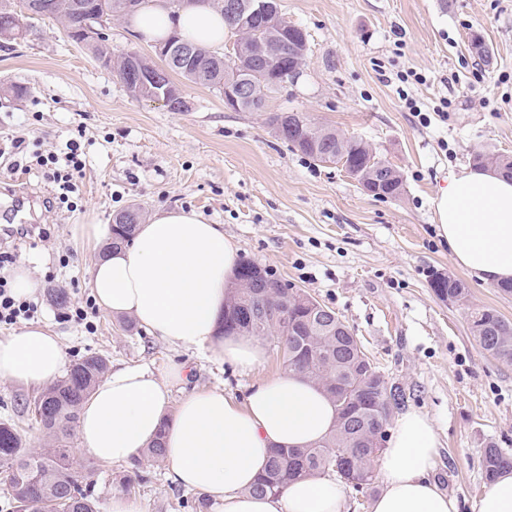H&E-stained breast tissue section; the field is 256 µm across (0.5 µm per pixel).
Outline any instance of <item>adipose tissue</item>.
<instances>
[{
  "mask_svg": "<svg viewBox=\"0 0 512 512\" xmlns=\"http://www.w3.org/2000/svg\"><path fill=\"white\" fill-rule=\"evenodd\" d=\"M130 23L149 42L175 30L216 46L227 33L223 15L205 0L175 14L163 0H143ZM433 207L438 234L458 266L486 284L512 280V180L462 169L438 188ZM78 235L97 255L88 286L103 310L132 317L182 348L209 346L243 372L263 363L258 340L220 333L239 249L218 225L175 209L137 225L116 248L109 245L110 225L84 224ZM65 368L57 339L43 329L0 338V380L41 389ZM183 381L179 366L162 378L143 367L112 371L80 410L83 451L102 462H126L160 433L175 482L211 495L221 512H345V485L320 475L289 481L275 496L251 492L273 449L306 448L332 431L335 408L320 385L285 369L253 384L244 401L216 388L190 392L169 410L171 389ZM436 456L427 417L404 414L376 461L383 490L372 512H458L457 500L431 478Z\"/></svg>",
  "mask_w": 512,
  "mask_h": 512,
  "instance_id": "adipose-tissue-1",
  "label": "adipose tissue"
}]
</instances>
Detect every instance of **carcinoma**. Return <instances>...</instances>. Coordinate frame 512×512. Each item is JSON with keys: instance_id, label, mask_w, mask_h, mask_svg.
<instances>
[{"instance_id": "cac0c4a2", "label": "carcinoma", "mask_w": 512, "mask_h": 512, "mask_svg": "<svg viewBox=\"0 0 512 512\" xmlns=\"http://www.w3.org/2000/svg\"><path fill=\"white\" fill-rule=\"evenodd\" d=\"M125 0H52L53 20L57 21L69 39L78 15L77 6H89L106 17L107 23L129 15L125 11ZM23 25L13 39H1L0 48L9 49L18 40L27 39V32L36 30L34 17H22ZM176 42L195 52L194 58L172 72L196 85L224 89V82L243 80L250 86L252 99L243 103L241 110L261 111V100L276 91L272 82L261 77L266 72L281 69V63L293 67L294 59L284 54L261 64L247 54L220 56L213 51L187 43L181 38ZM85 46L97 58H107L120 81L127 82L128 61L124 54L115 55L106 46V39L88 41ZM275 131L283 132L282 139L302 154L317 159V154L329 151L339 156L343 167L353 168L370 177L378 174L384 178L381 184L382 198H395L403 190L398 171L380 158L369 145L348 139L336 130L327 129L328 136L322 142L312 144L308 138L310 121L304 113H275L268 118ZM473 165L484 167L496 162L498 172L512 177V157L499 155L490 158L477 152L472 158ZM140 208L132 207L117 214L112 224V246L118 247L130 240L136 224L140 223ZM256 264L244 259L239 264L238 282L231 289L224 310V335L275 337L286 342L292 337L281 336L284 324H262L254 321V311L260 307L262 297H282L286 289L278 287L280 280L267 272L254 274ZM289 322L298 331L301 347L304 348L305 364L298 371L321 385L336 405L337 422L329 436L309 448H277L273 451L265 474L254 485L256 495L277 494L284 483L294 478H305L332 472L343 478L352 472L358 488L373 483L374 463L377 456L367 447L373 421L359 405L369 402L381 404L393 399L397 405L404 403L402 390L379 375L375 390L364 392L359 382L355 363L358 359L360 341L349 328L336 321L329 324L310 325L307 311L295 305L288 313ZM470 333L480 347L490 356L512 362V322L504 319L491 308H474L469 315ZM107 360L99 355H87L76 361L62 380L46 389L29 405L31 415H40L39 423L53 437L54 445L49 448L26 449L12 424L0 422V484L3 494L11 498L16 512H96L90 495L82 487L84 476L74 470L68 457L72 453L69 439L78 420L80 406L93 388L105 377ZM346 389L339 398L336 392ZM512 468V455L499 448L484 451L486 479H492L500 470Z\"/></svg>"}]
</instances>
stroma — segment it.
I'll list each match as a JSON object with an SVG mask.
<instances>
[{"mask_svg": "<svg viewBox=\"0 0 512 512\" xmlns=\"http://www.w3.org/2000/svg\"><path fill=\"white\" fill-rule=\"evenodd\" d=\"M282 16L307 39L299 75L269 95L261 112H236L224 95L184 83L192 107L171 112L132 97L111 68L70 41L54 20L0 50V149L24 136L26 173L0 172V207L11 191L33 200L31 224L48 237L0 226V246L43 282L42 307L26 327L54 336L67 363L96 354L109 370L148 368L164 376L185 367L171 403L214 388L243 397L250 385L283 369L277 343L262 342L263 364L242 373L209 350L174 346L127 319L97 310L93 329L70 319L93 294L92 257L78 242L81 224H108L126 209L144 216L193 210L222 225L240 258L334 310L361 340L404 407L427 416L437 439L432 477L477 512L485 490L484 450L512 455V362L487 354L469 331L470 309L488 307L512 321V295L474 278L439 237L433 197L444 179L470 166L473 153L512 156V0H280ZM479 34L492 56L471 49ZM23 88V97L10 87ZM451 105L446 116L436 108ZM417 111H410L407 100ZM302 112L320 126L368 143L401 173L396 198H376L339 167L309 159L280 139L272 113ZM79 138L86 162L72 199L53 203L54 184L37 153ZM72 254L62 266V254ZM464 282V306L440 299L432 274ZM65 303H55L53 290ZM38 393L0 381V422L29 448L47 445L29 411ZM70 446L98 512L128 494L143 512H195L197 491L176 483L166 463L141 456L138 467L103 463ZM133 486H126V479Z\"/></svg>", "mask_w": 512, "mask_h": 512, "instance_id": "35a3bbf8", "label": "stroma"}]
</instances>
